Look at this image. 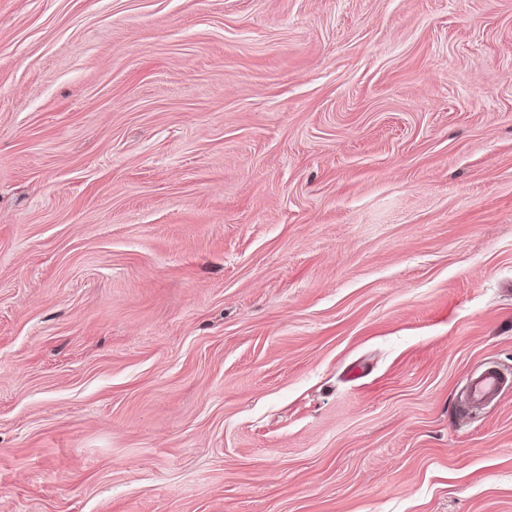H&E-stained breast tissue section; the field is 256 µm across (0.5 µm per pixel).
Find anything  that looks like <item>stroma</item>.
I'll use <instances>...</instances> for the list:
<instances>
[{
    "label": "stroma",
    "instance_id": "1",
    "mask_svg": "<svg viewBox=\"0 0 512 512\" xmlns=\"http://www.w3.org/2000/svg\"><path fill=\"white\" fill-rule=\"evenodd\" d=\"M512 0H0V512H512ZM511 380L496 367H489L470 380L467 398L471 407H480L496 398Z\"/></svg>",
    "mask_w": 512,
    "mask_h": 512
}]
</instances>
